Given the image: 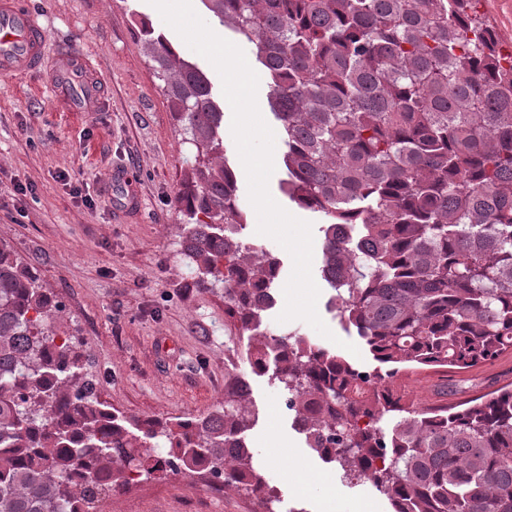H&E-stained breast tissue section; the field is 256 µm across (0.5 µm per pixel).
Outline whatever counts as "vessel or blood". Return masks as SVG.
Here are the masks:
<instances>
[{
  "label": "vessel or blood",
  "mask_w": 512,
  "mask_h": 512,
  "mask_svg": "<svg viewBox=\"0 0 512 512\" xmlns=\"http://www.w3.org/2000/svg\"><path fill=\"white\" fill-rule=\"evenodd\" d=\"M49 73L61 107L94 112L104 93L95 71L80 47L64 45L47 50V35L35 16L19 0H0V75L18 78Z\"/></svg>",
  "instance_id": "1"
}]
</instances>
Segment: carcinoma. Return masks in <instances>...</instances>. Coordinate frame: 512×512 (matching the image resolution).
<instances>
[{
	"instance_id": "carcinoma-1",
	"label": "carcinoma",
	"mask_w": 512,
	"mask_h": 512,
	"mask_svg": "<svg viewBox=\"0 0 512 512\" xmlns=\"http://www.w3.org/2000/svg\"><path fill=\"white\" fill-rule=\"evenodd\" d=\"M202 2L256 47L287 147L280 189L326 218L332 302L387 370L296 333L253 338L245 364L265 374L274 361L307 445L395 512H512V388L416 412L394 385L403 369H468L512 350V65L493 27L471 0ZM137 29L194 147L179 202L195 282L223 285L249 331L272 307L280 262L233 236L247 215L210 81L145 20ZM61 311L0 245V512H81L99 492L182 470L275 512L245 442L244 382L206 417L127 418L93 399L76 337L56 343Z\"/></svg>"
}]
</instances>
